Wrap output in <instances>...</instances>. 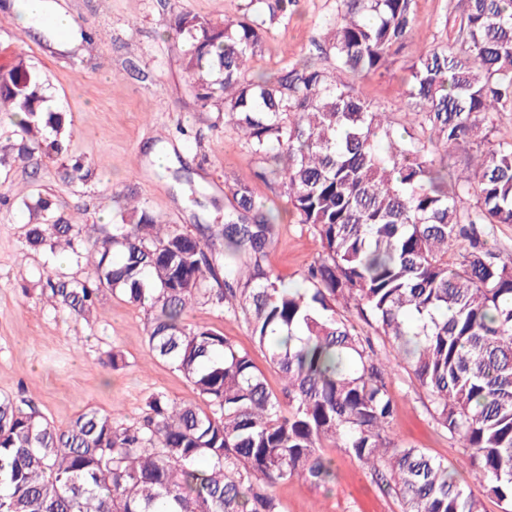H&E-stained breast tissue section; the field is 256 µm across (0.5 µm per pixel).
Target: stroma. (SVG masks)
<instances>
[{"label": "stroma", "instance_id": "stroma-1", "mask_svg": "<svg viewBox=\"0 0 512 512\" xmlns=\"http://www.w3.org/2000/svg\"><path fill=\"white\" fill-rule=\"evenodd\" d=\"M73 17L77 31L60 41L43 30L20 32L16 11L0 7V64L15 55L44 75L50 106L64 113L70 152L84 157L91 174L67 180L60 161L0 167V195L11 187L53 201L68 215L86 211L91 224H110L127 195H134L166 224L193 230L220 224L231 208L229 185H248L256 200L286 211L277 184L258 179L237 131L201 108L184 69L182 39L166 30L171 14L190 12L215 23L242 14L245 0H55ZM463 0H414L415 26L409 47L388 70L354 79L356 92L398 122L411 126L404 106L405 63L412 50L447 41L457 29ZM338 0H300L288 19L269 23L261 56L251 71L273 72L284 62L312 52L322 19L335 14ZM165 153V169L153 158ZM9 199V197H8ZM29 213L17 200L0 205V395L33 404L57 426L95 409L121 411L138 420L148 398L162 392L178 400L195 399L190 384L166 365L151 360L145 343V309L106 295L88 319H77L64 302L49 303L47 277L67 279L79 270L69 254L49 255L26 247ZM320 248L319 239L283 220L267 262L274 273L296 282ZM193 325L207 326L250 352L264 368L269 386L278 375L266 367L245 325L234 316L198 303L186 314ZM123 357L119 368L102 367L110 351ZM397 416L389 434L399 443L459 462V440L440 430L426 409L427 395L406 371L390 384ZM336 478L329 487L293 479L274 489L284 512H400L394 496L343 449H329Z\"/></svg>", "mask_w": 512, "mask_h": 512}]
</instances>
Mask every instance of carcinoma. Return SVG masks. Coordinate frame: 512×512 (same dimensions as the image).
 <instances>
[{"label": "carcinoma", "instance_id": "1", "mask_svg": "<svg viewBox=\"0 0 512 512\" xmlns=\"http://www.w3.org/2000/svg\"><path fill=\"white\" fill-rule=\"evenodd\" d=\"M296 5L247 0L236 20L179 13L169 29L189 45L201 105L243 133L260 175L279 181L296 223L319 238L300 282L266 266L279 224L244 184L230 188L224 223L193 233L137 202L108 228L16 194L32 216L29 247L90 265L82 278H47L49 298L83 319L107 291L147 307L149 356L198 400L156 393L136 422L89 409L60 428L0 396V512H283L276 484L334 477L325 448L356 458L401 512H484L448 461L387 434L396 366L426 392L437 427L463 441L486 496L512 509V261L488 243L512 224V141L495 139L489 121L512 112V0H467L454 37L411 57L416 132L343 79L387 69L411 38L413 0H339L313 41L334 70L309 57L248 76L267 23ZM46 102L22 56L0 66L16 157L66 156L69 178L85 164ZM457 147L465 175L448 164ZM200 301L244 323L279 392L231 339L185 321Z\"/></svg>", "mask_w": 512, "mask_h": 512}]
</instances>
